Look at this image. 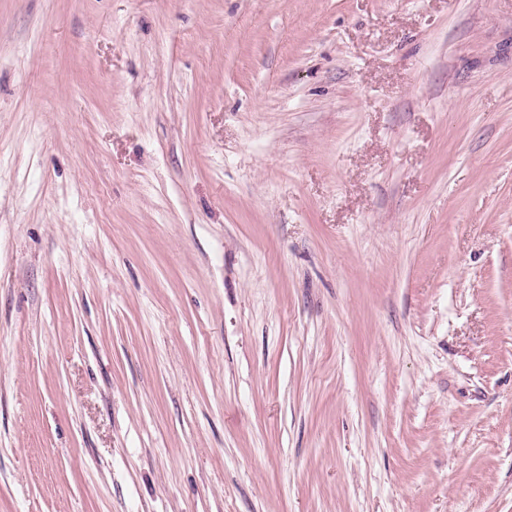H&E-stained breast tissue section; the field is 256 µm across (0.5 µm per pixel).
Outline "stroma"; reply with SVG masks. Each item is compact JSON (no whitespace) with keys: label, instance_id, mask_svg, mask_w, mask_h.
<instances>
[{"label":"stroma","instance_id":"35a3bbf8","mask_svg":"<svg viewBox=\"0 0 512 512\" xmlns=\"http://www.w3.org/2000/svg\"><path fill=\"white\" fill-rule=\"evenodd\" d=\"M0 512H512V0H0Z\"/></svg>","mask_w":512,"mask_h":512}]
</instances>
